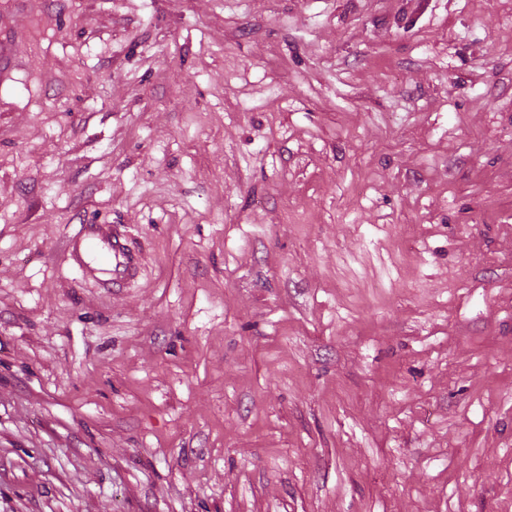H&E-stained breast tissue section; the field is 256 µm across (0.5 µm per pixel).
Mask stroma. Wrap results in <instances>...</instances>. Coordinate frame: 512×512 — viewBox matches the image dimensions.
Returning <instances> with one entry per match:
<instances>
[{"instance_id": "1", "label": "stroma", "mask_w": 512, "mask_h": 512, "mask_svg": "<svg viewBox=\"0 0 512 512\" xmlns=\"http://www.w3.org/2000/svg\"><path fill=\"white\" fill-rule=\"evenodd\" d=\"M0 51V512H512V0H0ZM106 224H83L79 237L89 255H104L112 266V288L120 286L121 281L130 276L134 270V261L120 243L112 229V239Z\"/></svg>"}]
</instances>
